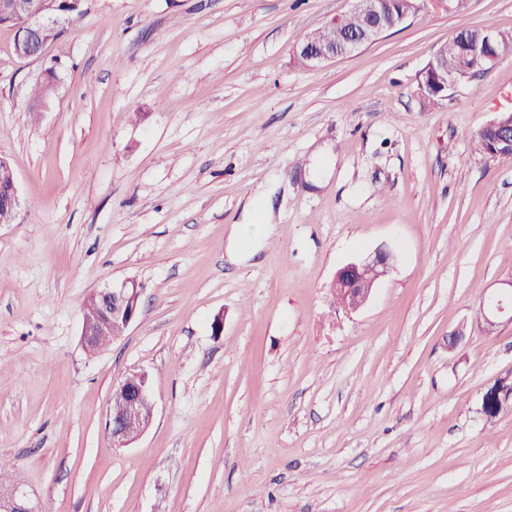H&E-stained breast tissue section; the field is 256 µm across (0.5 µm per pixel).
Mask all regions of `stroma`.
I'll use <instances>...</instances> for the list:
<instances>
[{
  "mask_svg": "<svg viewBox=\"0 0 512 512\" xmlns=\"http://www.w3.org/2000/svg\"><path fill=\"white\" fill-rule=\"evenodd\" d=\"M350 7L85 0L29 59L0 26L20 199L0 224V458L43 512H512V410L482 413L512 382V325L478 324L512 279V159L476 140L512 110V57L433 104L420 91L459 29L511 31L512 0H425L352 55L299 64L295 44ZM262 190L273 230L229 260ZM380 248L394 260L370 301L338 305V269ZM125 281L136 320L88 354L87 295ZM132 373L154 418L116 448ZM512 402V383H496L482 397V412L485 416H497L503 407Z\"/></svg>",
  "mask_w": 512,
  "mask_h": 512,
  "instance_id": "obj_1",
  "label": "stroma"
}]
</instances>
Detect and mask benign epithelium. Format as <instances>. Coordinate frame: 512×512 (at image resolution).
Here are the masks:
<instances>
[{
  "label": "benign epithelium",
  "instance_id": "1",
  "mask_svg": "<svg viewBox=\"0 0 512 512\" xmlns=\"http://www.w3.org/2000/svg\"><path fill=\"white\" fill-rule=\"evenodd\" d=\"M391 0H352L348 14L364 20L362 28L344 32L341 41H325L317 35L308 36L294 47L296 57L308 67H318L339 57L351 55L362 47L374 42L381 34L390 30L386 15ZM0 14L10 18L15 31L23 34L16 38L15 53L23 59L39 56L53 34L59 31V24L68 20V14L60 9L58 0H0ZM497 35L484 29L470 44L462 64L454 70L448 69V57L436 50L425 70L439 87L440 96H445L461 79L472 77L492 69L499 57L495 51ZM496 136L484 146V152L491 157H512V119L499 116L486 124ZM19 207L16 183L0 199V224L13 223ZM391 252L378 249L373 255L352 261L336 273L335 286L343 296L342 305L349 310H358L372 296L378 280L387 273ZM141 291L133 281L119 286L96 290L92 296L101 306L103 319L96 325L82 324L80 341L85 350L97 348L100 341L112 335V327L126 330L139 312ZM512 324V280L506 282V289L492 299L482 314L481 327L491 333L503 323ZM133 394L138 409L131 412L125 408L109 410V430L113 445L126 448L135 442L148 428L154 416V405L149 395L147 378L137 374ZM512 402V383H496L482 397V412L486 416L498 415L503 407ZM0 512H42L39 501L32 498L22 484L0 495Z\"/></svg>",
  "mask_w": 512,
  "mask_h": 512
}]
</instances>
